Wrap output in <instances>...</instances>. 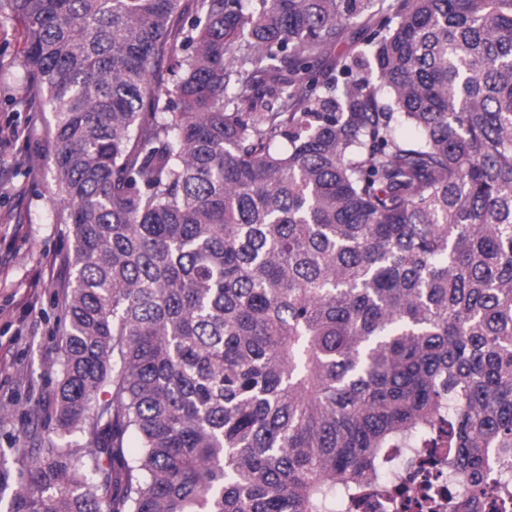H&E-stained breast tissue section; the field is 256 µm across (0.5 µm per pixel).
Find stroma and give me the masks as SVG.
<instances>
[{
    "label": "stroma",
    "mask_w": 512,
    "mask_h": 512,
    "mask_svg": "<svg viewBox=\"0 0 512 512\" xmlns=\"http://www.w3.org/2000/svg\"><path fill=\"white\" fill-rule=\"evenodd\" d=\"M20 25L0 22V450L27 445L29 402L51 396L58 330L70 286L64 207L51 173L52 114L24 77Z\"/></svg>",
    "instance_id": "obj_1"
}]
</instances>
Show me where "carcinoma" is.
Segmentation results:
<instances>
[{
	"label": "carcinoma",
	"mask_w": 512,
	"mask_h": 512,
	"mask_svg": "<svg viewBox=\"0 0 512 512\" xmlns=\"http://www.w3.org/2000/svg\"><path fill=\"white\" fill-rule=\"evenodd\" d=\"M0 17L52 112L72 235L51 398L71 441L0 454L6 512H341L408 433L448 436L471 497L498 481L512 0ZM352 25L360 45L317 68Z\"/></svg>",
	"instance_id": "cac0c4a2"
}]
</instances>
